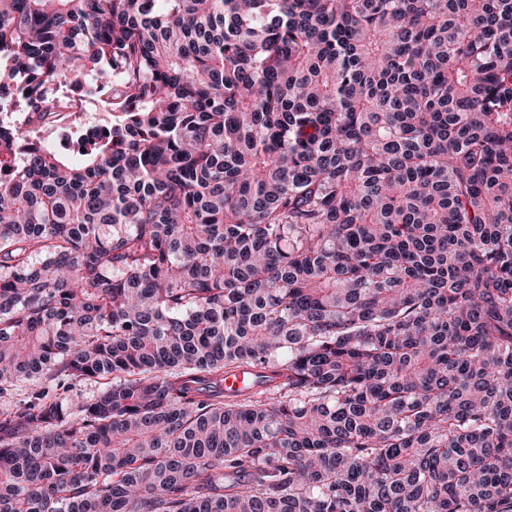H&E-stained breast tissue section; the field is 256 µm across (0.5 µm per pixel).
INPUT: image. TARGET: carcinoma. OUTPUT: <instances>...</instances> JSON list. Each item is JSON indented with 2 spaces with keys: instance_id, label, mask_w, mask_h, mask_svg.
I'll list each match as a JSON object with an SVG mask.
<instances>
[{
  "instance_id": "cac0c4a2",
  "label": "carcinoma",
  "mask_w": 512,
  "mask_h": 512,
  "mask_svg": "<svg viewBox=\"0 0 512 512\" xmlns=\"http://www.w3.org/2000/svg\"><path fill=\"white\" fill-rule=\"evenodd\" d=\"M55 79L112 120L0 118V512H512V0H0ZM252 376H246L244 371L227 373L224 375V394L233 396L238 392L246 391L251 386L259 383L258 374L251 373Z\"/></svg>"
}]
</instances>
